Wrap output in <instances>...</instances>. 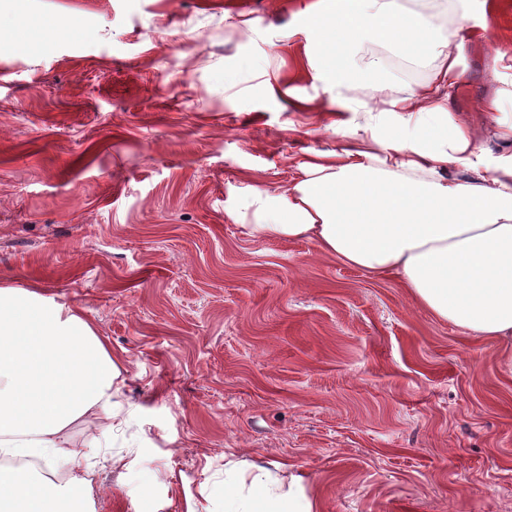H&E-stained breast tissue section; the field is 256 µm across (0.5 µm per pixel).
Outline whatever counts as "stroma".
Returning a JSON list of instances; mask_svg holds the SVG:
<instances>
[{"label": "stroma", "instance_id": "obj_1", "mask_svg": "<svg viewBox=\"0 0 512 512\" xmlns=\"http://www.w3.org/2000/svg\"><path fill=\"white\" fill-rule=\"evenodd\" d=\"M309 2L0 0V286L78 312L120 363L111 447L53 477L92 485L96 512H224L229 462L300 477L315 512H512L498 343L398 279L251 229L253 193L287 190L314 152L371 147L330 127ZM427 9L487 27L452 103L483 130L512 0ZM51 15L75 33L43 39ZM434 78L427 61L343 94L378 106Z\"/></svg>", "mask_w": 512, "mask_h": 512}]
</instances>
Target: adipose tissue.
I'll return each instance as SVG.
<instances>
[{
	"label": "adipose tissue",
	"instance_id": "1",
	"mask_svg": "<svg viewBox=\"0 0 512 512\" xmlns=\"http://www.w3.org/2000/svg\"><path fill=\"white\" fill-rule=\"evenodd\" d=\"M308 29L324 50L322 79L343 89L361 75L356 57L379 42L411 61L431 60L436 84L386 100L365 124L332 123L369 135L375 152H340L302 165L288 191L254 194V231L307 238L343 263L399 276L421 306L463 332L512 351V152L484 160L472 128L450 108L465 84L459 30L437 32L408 0H314ZM480 169L471 181L453 166ZM120 370L78 314L24 288L0 287V455L32 457L44 473L0 466V512H96L58 488L57 464L83 469L67 430L112 414ZM224 512H314L296 487L263 467L224 501Z\"/></svg>",
	"mask_w": 512,
	"mask_h": 512
}]
</instances>
